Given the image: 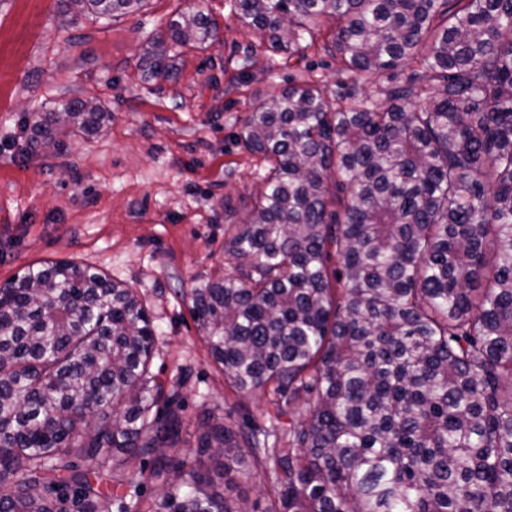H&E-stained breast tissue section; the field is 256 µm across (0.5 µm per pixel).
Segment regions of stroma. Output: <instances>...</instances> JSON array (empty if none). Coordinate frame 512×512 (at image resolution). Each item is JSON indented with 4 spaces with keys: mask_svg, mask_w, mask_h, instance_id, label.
Here are the masks:
<instances>
[{
    "mask_svg": "<svg viewBox=\"0 0 512 512\" xmlns=\"http://www.w3.org/2000/svg\"><path fill=\"white\" fill-rule=\"evenodd\" d=\"M198 11L217 21L216 42L184 49L172 78L150 77L149 41L175 13ZM337 68L319 42L271 50L233 0H150L110 22L60 0H0V285L32 262L69 259L141 296L157 330L152 371L181 399L173 459L209 465L206 424L236 430L275 413L270 395H239L209 359L187 293L237 263L225 230L246 221L266 172L239 139L254 99L300 79L337 94ZM72 99L109 120L57 149L32 144L33 116Z\"/></svg>",
    "mask_w": 512,
    "mask_h": 512,
    "instance_id": "obj_1",
    "label": "stroma"
}]
</instances>
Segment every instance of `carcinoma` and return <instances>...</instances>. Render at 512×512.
I'll list each match as a JSON object with an SVG mask.
<instances>
[{"mask_svg":"<svg viewBox=\"0 0 512 512\" xmlns=\"http://www.w3.org/2000/svg\"><path fill=\"white\" fill-rule=\"evenodd\" d=\"M145 2L83 8L112 19ZM235 7L290 55L334 22L325 51L349 79L417 68L379 106L300 80L245 118L244 146L268 163L227 242L247 264L190 289V312L237 392L299 411L281 433L212 426L200 447L226 471L265 466L266 512H512V0ZM215 35L202 11L171 19L150 75ZM105 119L69 100L38 113L31 141ZM154 345L137 292L88 265L34 262L0 288V512H109L101 485L130 458L163 483L136 512H250L166 453L183 421Z\"/></svg>","mask_w":512,"mask_h":512,"instance_id":"obj_1","label":"carcinoma"}]
</instances>
